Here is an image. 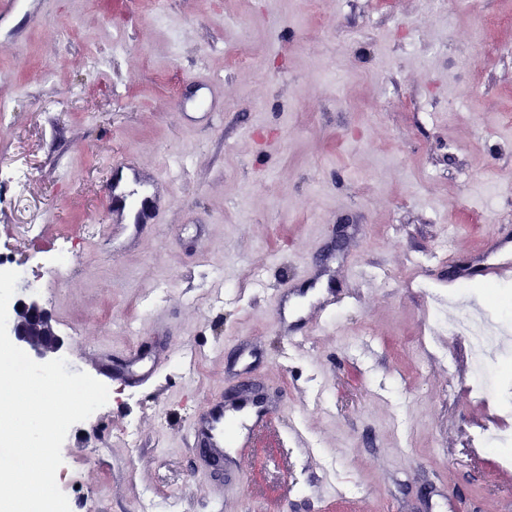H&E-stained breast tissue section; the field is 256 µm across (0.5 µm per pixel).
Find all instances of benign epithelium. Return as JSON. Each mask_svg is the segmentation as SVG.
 Segmentation results:
<instances>
[{"label": "benign epithelium", "mask_w": 512, "mask_h": 512, "mask_svg": "<svg viewBox=\"0 0 512 512\" xmlns=\"http://www.w3.org/2000/svg\"><path fill=\"white\" fill-rule=\"evenodd\" d=\"M7 333L14 341L28 346L42 360L61 350L63 342L53 330L52 318L40 301L38 292L28 285L15 302L8 318Z\"/></svg>", "instance_id": "1"}]
</instances>
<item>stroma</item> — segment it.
<instances>
[{"label": "stroma", "mask_w": 512, "mask_h": 512, "mask_svg": "<svg viewBox=\"0 0 512 512\" xmlns=\"http://www.w3.org/2000/svg\"><path fill=\"white\" fill-rule=\"evenodd\" d=\"M43 2L0 26V251L39 286L68 371L109 390L62 446L70 512H512L508 451L479 442L512 429V337L480 392L456 327L512 307V279L459 275L512 233V0ZM196 74L216 125L175 110ZM116 160L178 172L135 251L106 235ZM250 341L279 411L258 448L228 449L243 476L219 497L188 428L241 386ZM136 345L169 349L147 384L99 369Z\"/></svg>", "instance_id": "1"}]
</instances>
